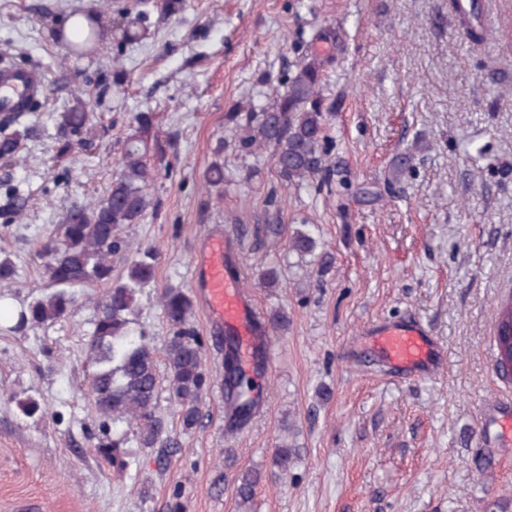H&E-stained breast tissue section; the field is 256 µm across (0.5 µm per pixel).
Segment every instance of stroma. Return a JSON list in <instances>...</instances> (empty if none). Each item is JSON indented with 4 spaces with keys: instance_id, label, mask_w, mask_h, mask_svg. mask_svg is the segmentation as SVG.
<instances>
[{
    "instance_id": "stroma-1",
    "label": "stroma",
    "mask_w": 512,
    "mask_h": 512,
    "mask_svg": "<svg viewBox=\"0 0 512 512\" xmlns=\"http://www.w3.org/2000/svg\"><path fill=\"white\" fill-rule=\"evenodd\" d=\"M143 18L123 38L109 9L105 33L78 54L58 37L84 0H0V60L39 64L49 96L27 113L22 159L0 161V282L13 309L45 293L35 251L70 205L99 200L118 170L136 116L153 115L169 170L151 185L153 213L126 227L152 247L155 283L137 325L156 349L168 328L160 289L193 287L201 242L220 232L240 250L258 308L288 315L273 331L269 393L248 429L228 435L220 379L224 336L203 309L192 325L211 385L202 417L183 431L160 392L157 412L178 450L127 443L124 471L100 457L102 421L87 398L91 287L73 289L66 317L26 331L0 321V512H512V436L482 407L512 414V381L495 372L493 325L512 290V0H475L492 34L472 41L452 0H126ZM327 57L325 148L332 182L288 185L271 150L251 152L227 114L274 102L305 52ZM122 64V86L113 68ZM83 100L98 136L58 157L59 114ZM406 159L400 182L393 163ZM223 164L221 191L203 176ZM317 225L326 264L296 267L288 241ZM277 271L275 285L257 270ZM421 320L440 345L437 373L394 378L364 331ZM35 398L41 418L17 400ZM298 456L272 477L287 424ZM260 471L250 508L236 486Z\"/></svg>"
}]
</instances>
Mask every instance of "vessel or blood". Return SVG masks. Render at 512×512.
I'll list each match as a JSON object with an SVG mask.
<instances>
[{"instance_id": "vessel-or-blood-1", "label": "vessel or blood", "mask_w": 512, "mask_h": 512, "mask_svg": "<svg viewBox=\"0 0 512 512\" xmlns=\"http://www.w3.org/2000/svg\"><path fill=\"white\" fill-rule=\"evenodd\" d=\"M40 66L0 65V118L30 111L47 95ZM227 237L207 236L196 262L195 283L203 308L213 323L223 325L237 338L238 363L245 372L256 370L258 352L270 349V331L260 325L261 314ZM372 350L392 371L413 376L436 372L439 351L426 328L417 321H389L367 329Z\"/></svg>"}]
</instances>
